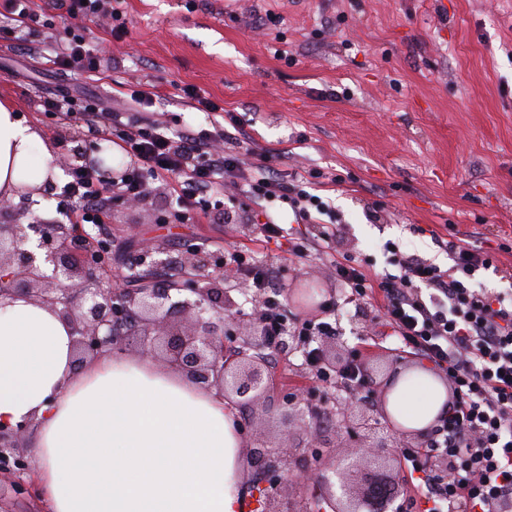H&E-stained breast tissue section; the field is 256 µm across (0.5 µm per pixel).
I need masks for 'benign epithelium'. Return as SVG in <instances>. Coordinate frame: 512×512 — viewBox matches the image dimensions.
<instances>
[{
  "label": "benign epithelium",
  "instance_id": "obj_1",
  "mask_svg": "<svg viewBox=\"0 0 512 512\" xmlns=\"http://www.w3.org/2000/svg\"><path fill=\"white\" fill-rule=\"evenodd\" d=\"M101 147L96 145L93 151ZM91 151V152H93ZM91 152L80 153L100 173L107 186L123 177L101 168ZM24 207L0 202V303L26 299L55 313L68 327L81 364L116 349L124 351L135 339L139 354L151 356L179 371L192 383L224 398L230 408L253 412L268 398L269 372L265 351L270 336L260 312L243 317L231 289L224 287V260L196 249L173 261L151 258L156 265H174V276L158 285L150 271L134 266L127 286L112 283V271L100 266L79 247L92 240V230L81 224L19 221ZM380 398L370 408L336 411L346 433L355 440L334 462L315 470H301L300 482H316L313 498L298 504L283 474L296 469L288 453V429L283 444H261L248 450L253 480L261 484L264 512H403L398 504V452L385 437L409 444L428 438L433 427L407 430L386 408L391 384L380 383ZM273 407L283 424L316 417L317 409L303 397L287 393ZM30 424L0 422V474L17 478L16 493L36 494V483L22 475L29 471L26 439Z\"/></svg>",
  "mask_w": 512,
  "mask_h": 512
}]
</instances>
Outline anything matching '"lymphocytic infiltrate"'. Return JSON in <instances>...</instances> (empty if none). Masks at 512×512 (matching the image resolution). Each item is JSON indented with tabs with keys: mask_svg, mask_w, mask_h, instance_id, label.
Segmentation results:
<instances>
[{
	"mask_svg": "<svg viewBox=\"0 0 512 512\" xmlns=\"http://www.w3.org/2000/svg\"><path fill=\"white\" fill-rule=\"evenodd\" d=\"M45 59L57 69L98 70L97 49L79 26L67 28ZM112 134L131 159L118 196L137 197L148 181L177 178L176 218L186 223L220 206L215 188L225 181L247 198L288 204L297 222L316 226L312 237L289 240L290 255L325 250L334 241V224L322 220L327 203L284 176L270 155L244 163L236 138L223 129L189 127L174 139L159 125L116 118ZM105 201L93 170L79 166L70 170L58 205L70 223L98 226ZM443 247L450 260L445 270L386 241L393 271L378 283L354 257L333 266L348 298L374 302L403 352L434 363L453 388L433 438L403 451L420 512H499L512 499V290L477 286L476 274L493 265L490 252L455 238Z\"/></svg>",
	"mask_w": 512,
	"mask_h": 512,
	"instance_id": "obj_1",
	"label": "lymphocytic infiltrate"
}]
</instances>
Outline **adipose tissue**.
Instances as JSON below:
<instances>
[{"label": "adipose tissue", "mask_w": 512, "mask_h": 512, "mask_svg": "<svg viewBox=\"0 0 512 512\" xmlns=\"http://www.w3.org/2000/svg\"><path fill=\"white\" fill-rule=\"evenodd\" d=\"M55 177L38 131L0 101V198ZM447 403L425 370L398 373L387 396L409 430ZM22 421L51 512H242L244 444L216 392L124 353L76 365L62 320L19 299L0 307V422Z\"/></svg>", "instance_id": "1"}]
</instances>
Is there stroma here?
<instances>
[{
  "instance_id": "stroma-1",
  "label": "stroma",
  "mask_w": 512,
  "mask_h": 512,
  "mask_svg": "<svg viewBox=\"0 0 512 512\" xmlns=\"http://www.w3.org/2000/svg\"><path fill=\"white\" fill-rule=\"evenodd\" d=\"M127 32L111 35L107 21L86 22L97 44L99 75L67 74L42 65L40 53L72 20L62 0H35L50 19L0 40V98L11 101L52 147L57 180L74 167L75 147L111 137L88 128L80 111L46 112L48 101L92 97L107 113L136 125L158 122L177 135L213 123L233 130L243 154L280 158L289 175L319 171L331 204L336 237L323 252L289 258L287 241L258 246L265 205L233 186L223 206L178 224L173 180L146 185L143 203L108 210L112 276L121 280L145 253L180 256L202 244L255 251L258 267L281 269V300L300 318L333 326L327 347L342 359L387 375L421 360L400 349L376 323L370 306L344 304L334 257L361 261L374 280L388 269L383 245L399 242L440 267L447 253L436 237L454 236L488 249L497 271L480 273L490 288L512 289V0H116ZM273 11L282 24L263 28ZM219 106L191 108L184 87ZM154 92L152 111L139 112L128 92ZM320 285V307L305 309L292 287ZM342 301L337 313L324 304ZM271 399L298 388L312 400L342 404L351 389L317 379L302 355L274 360ZM295 442L316 445L323 463L349 443L342 429L294 425Z\"/></svg>"
}]
</instances>
